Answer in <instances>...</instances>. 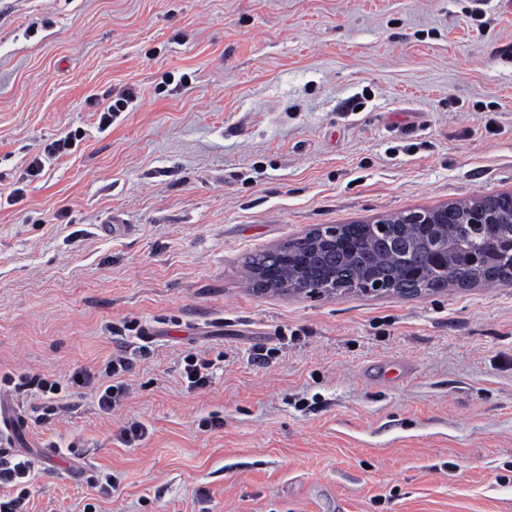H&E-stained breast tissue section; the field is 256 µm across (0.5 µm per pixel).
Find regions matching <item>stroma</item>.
<instances>
[{"instance_id": "35a3bbf8", "label": "stroma", "mask_w": 512, "mask_h": 512, "mask_svg": "<svg viewBox=\"0 0 512 512\" xmlns=\"http://www.w3.org/2000/svg\"><path fill=\"white\" fill-rule=\"evenodd\" d=\"M510 193L500 0H0V371L67 395L0 392L17 512H512V285L259 293L245 267ZM116 355L106 413L70 377ZM193 359V362H189ZM183 372L191 387L203 388L210 383L212 363L201 354L191 353L184 358ZM32 468L33 465L28 458L5 459V456L0 457V488L2 485L21 488L19 495L15 498L2 501L0 496L1 512H16L14 510L17 502L28 493L27 488Z\"/></svg>"}]
</instances>
